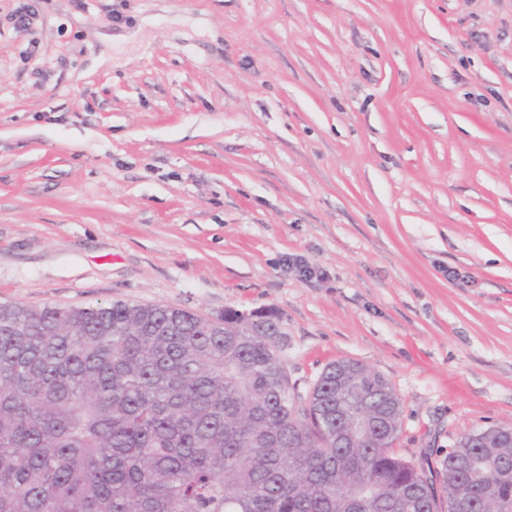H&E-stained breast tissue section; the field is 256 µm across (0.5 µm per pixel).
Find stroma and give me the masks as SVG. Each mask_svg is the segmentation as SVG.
Returning a JSON list of instances; mask_svg holds the SVG:
<instances>
[{"mask_svg":"<svg viewBox=\"0 0 512 512\" xmlns=\"http://www.w3.org/2000/svg\"><path fill=\"white\" fill-rule=\"evenodd\" d=\"M114 301L276 308L416 463L512 423V0H0V302Z\"/></svg>","mask_w":512,"mask_h":512,"instance_id":"35a3bbf8","label":"stroma"}]
</instances>
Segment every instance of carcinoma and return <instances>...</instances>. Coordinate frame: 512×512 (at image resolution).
<instances>
[{"mask_svg": "<svg viewBox=\"0 0 512 512\" xmlns=\"http://www.w3.org/2000/svg\"><path fill=\"white\" fill-rule=\"evenodd\" d=\"M287 346L273 308L0 303V512H512V424L416 465L383 375L304 399Z\"/></svg>", "mask_w": 512, "mask_h": 512, "instance_id": "1", "label": "carcinoma"}]
</instances>
